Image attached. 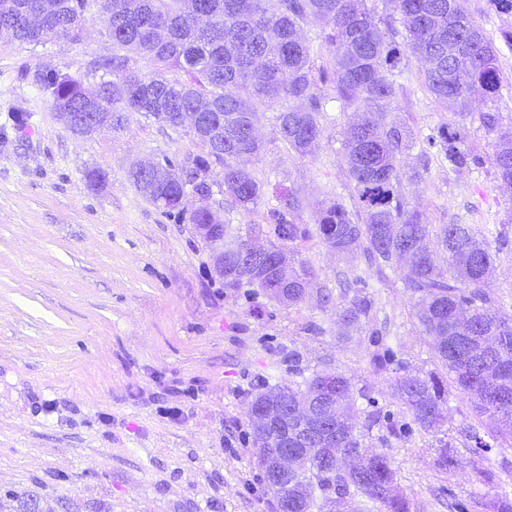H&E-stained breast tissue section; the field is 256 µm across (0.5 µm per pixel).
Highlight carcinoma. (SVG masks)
I'll use <instances>...</instances> for the list:
<instances>
[{
    "label": "carcinoma",
    "mask_w": 512,
    "mask_h": 512,
    "mask_svg": "<svg viewBox=\"0 0 512 512\" xmlns=\"http://www.w3.org/2000/svg\"><path fill=\"white\" fill-rule=\"evenodd\" d=\"M88 2L0 0L1 7L11 8L8 15L0 12V45H37L50 37L78 42L88 22ZM96 2L102 17L112 18V56L96 62L97 69L110 75L97 109L112 113V129H123L133 112L170 127L180 110L213 106L205 130L193 134L205 154L163 157L174 170H189L188 181L176 177L165 186L173 198L187 189L210 196L211 173L219 166L232 203L247 212L257 206L262 185L244 160L264 148L255 129L247 128L260 104L288 102L274 121L281 140L301 156L323 135L324 90L334 92L343 110L357 114L344 132L354 209L338 196L320 202L311 211V223L304 224L305 197L296 189L286 191L280 208L270 213L267 230L274 242L268 257L316 236L338 255L362 250L368 267L379 274L393 260H406L405 288L416 299V318L432 339L436 357L454 386L471 396L476 415L493 420L492 435L511 440L512 319L492 310L486 291L493 265L490 241L472 224H446L440 243L448 253V269L437 264L425 246L428 224L404 194V183L420 182L427 164L401 168L400 156L413 146L414 137L383 109L403 88L404 56L416 55L425 61L427 91L455 115L426 138L427 145L437 148L450 167L482 164L479 155L462 148L468 137L465 120L473 93L495 97L501 76L492 40L458 0H443L441 11L432 9L437 0H387L404 20L400 41L393 21L375 19L368 0H197L200 11L210 15L206 25L183 9V0ZM306 26L319 28L316 39L329 54L320 65L301 35ZM134 57L150 70L131 67ZM171 72L183 77L172 78ZM33 84L55 111H86L88 90L80 76L57 68L50 81L41 70L33 75ZM480 120L495 137V176L512 188V128H502L498 112H483ZM139 167L132 164L129 179L154 205L155 193L147 189ZM162 210L179 224H223L218 212L206 208L188 211L167 204ZM241 238L234 225L224 224V289L236 292L247 286L288 308L304 302L315 277L312 264H288L270 276L265 259L251 268L240 263ZM360 283L362 276L353 274L336 303V315L349 331L363 329L374 311L373 299ZM395 390L420 428L436 433L447 424L444 393L431 375H406ZM277 400L288 401L279 427L290 432L310 425L298 413L299 404L316 416L325 407L336 409V441L310 440L302 449L300 474L288 478V496L299 500L295 512H360L359 496L380 512H410L388 456L362 447L350 378L317 371L300 382L264 387L248 403L247 413L253 415L260 402ZM375 426L400 436L378 413H365L364 428ZM331 448L336 449L334 470L322 465Z\"/></svg>",
    "instance_id": "1"
}]
</instances>
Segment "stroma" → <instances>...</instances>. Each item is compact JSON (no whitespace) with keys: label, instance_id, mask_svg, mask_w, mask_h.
<instances>
[{"label":"stroma","instance_id":"35a3bbf8","mask_svg":"<svg viewBox=\"0 0 512 512\" xmlns=\"http://www.w3.org/2000/svg\"><path fill=\"white\" fill-rule=\"evenodd\" d=\"M463 5L492 39L501 73L494 100L474 96L467 145L482 165L454 170L431 161L423 180L406 187L429 226L427 244L447 264L437 232L462 219L488 232L495 272L493 308L512 317V189L489 159L492 136L479 115L512 122V13L488 0ZM82 41L0 46V512L34 498L42 512H272L271 494L250 443L247 404L261 386L335 371L368 396L358 406L389 418L401 438L372 429L362 444L386 453L411 512H485L484 501L512 499V445L492 439L477 449L463 432L477 424L465 394L447 392V439L457 463L437 465L438 441L416 425L394 393L399 377L447 380L414 314L403 271L377 275L361 253L336 255L319 240L291 246L293 261H311L319 283L335 288L355 270L374 299L367 330L343 332L334 307L318 296L286 309L263 296L225 292L191 225L147 203L128 178L133 163L201 153L188 130L172 131L137 113L123 129L76 138L32 82L47 66L68 68L93 85L91 62L111 55L97 7ZM392 118L416 138L448 124L451 111L423 85V63L408 56ZM28 114L18 123V110ZM271 110L258 111L266 147L247 166L263 184L252 211L226 195L191 196L229 223L267 224L294 187L316 202L325 190L349 195L343 129L352 112L327 103L324 133L298 156L281 141ZM102 170L91 184L85 173ZM321 334L307 332V325ZM381 330L392 364L375 373ZM298 351V368L288 365ZM178 408L171 416L170 408Z\"/></svg>","mask_w":512,"mask_h":512}]
</instances>
